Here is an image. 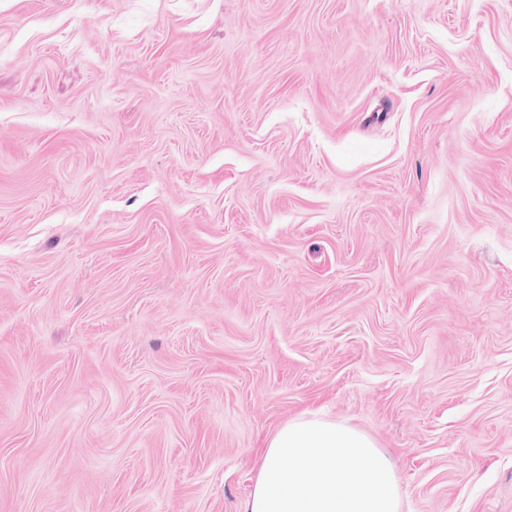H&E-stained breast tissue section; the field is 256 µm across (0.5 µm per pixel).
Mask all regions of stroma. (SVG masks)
I'll return each instance as SVG.
<instances>
[{
    "instance_id": "stroma-1",
    "label": "stroma",
    "mask_w": 512,
    "mask_h": 512,
    "mask_svg": "<svg viewBox=\"0 0 512 512\" xmlns=\"http://www.w3.org/2000/svg\"><path fill=\"white\" fill-rule=\"evenodd\" d=\"M308 411L512 512V0H0V512H242Z\"/></svg>"
}]
</instances>
